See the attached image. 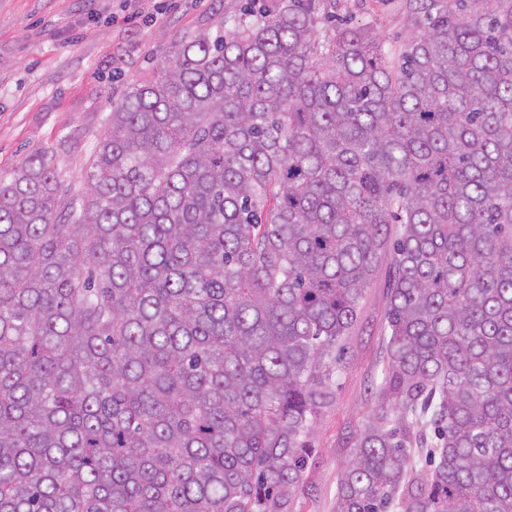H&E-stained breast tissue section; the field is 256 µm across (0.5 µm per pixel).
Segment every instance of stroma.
Here are the masks:
<instances>
[{"instance_id": "1", "label": "stroma", "mask_w": 512, "mask_h": 512, "mask_svg": "<svg viewBox=\"0 0 512 512\" xmlns=\"http://www.w3.org/2000/svg\"><path fill=\"white\" fill-rule=\"evenodd\" d=\"M337 17L398 46L415 34L408 0H330ZM246 0H0V177L47 150L65 197L82 193L112 105L156 76L178 43L228 34ZM388 274L378 270L342 369L310 430L312 458L281 512H334L351 435L366 420L386 363Z\"/></svg>"}]
</instances>
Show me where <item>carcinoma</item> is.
I'll return each instance as SVG.
<instances>
[{
    "instance_id": "carcinoma-1",
    "label": "carcinoma",
    "mask_w": 512,
    "mask_h": 512,
    "mask_svg": "<svg viewBox=\"0 0 512 512\" xmlns=\"http://www.w3.org/2000/svg\"><path fill=\"white\" fill-rule=\"evenodd\" d=\"M323 8L178 44L66 222L46 151L0 179V512H279L384 260L335 512H512V0ZM336 18L366 25L383 39L385 49L409 41L417 29L405 20L408 0H327Z\"/></svg>"
}]
</instances>
